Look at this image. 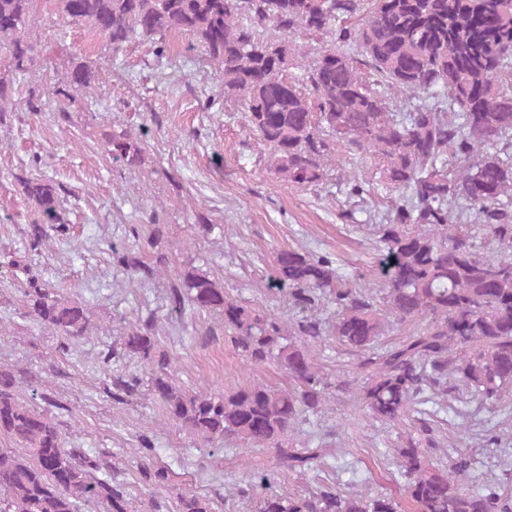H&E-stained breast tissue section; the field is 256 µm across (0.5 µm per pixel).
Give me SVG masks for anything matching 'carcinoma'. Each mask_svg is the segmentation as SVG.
<instances>
[{"mask_svg":"<svg viewBox=\"0 0 512 512\" xmlns=\"http://www.w3.org/2000/svg\"><path fill=\"white\" fill-rule=\"evenodd\" d=\"M41 9L93 30L115 55L143 40L163 58L172 38L191 37L219 72L224 101L243 106L248 133L271 150L275 174L321 186L340 146L370 155L389 191L376 288L351 287L330 258L290 248L276 253L271 283L298 310L289 318L239 304L194 267L169 280L172 310L219 314L242 362L275 365L288 387L184 390L171 360L157 353V315L146 305L119 347L108 346L107 360L137 361L151 376L118 375L107 397L125 403L145 393L165 420L193 436L269 447L277 472L322 473L330 456L323 439L294 448L288 432L361 382L371 418L409 421L423 435L424 442L397 449L405 502L319 482L304 494L267 492L258 512H512L504 482L462 483L473 465L468 452L454 449L446 463L432 456V418L454 412L449 394L465 389L495 408L512 389V0H0V46L9 53L0 70V120L14 106V84L36 62L30 30ZM101 74L78 62L65 88L32 93L27 110L42 111L46 97L69 99ZM393 96L406 97L405 109L389 108ZM105 150L130 169L145 163L142 143L124 129L112 130ZM19 181L33 210L28 238L36 250L65 230L64 200L45 176ZM475 228L501 251L476 249ZM128 237L112 244V259L148 288L169 256H146L143 245L154 240H142L136 225ZM20 292L40 329L72 344L86 338L88 308L33 278ZM326 303L336 305L330 322L312 314ZM391 324L414 329L383 345ZM330 340L356 356L354 375L332 382L312 362L310 347ZM15 383L14 371L0 366V433L26 454L0 449V512H81L98 502L108 512H131L125 485L100 472L89 452L67 447L47 410L18 400ZM143 475L149 512H210L209 500L177 488L168 468L145 464ZM269 482L252 468L239 493L249 497Z\"/></svg>","mask_w":512,"mask_h":512,"instance_id":"obj_1","label":"carcinoma"}]
</instances>
